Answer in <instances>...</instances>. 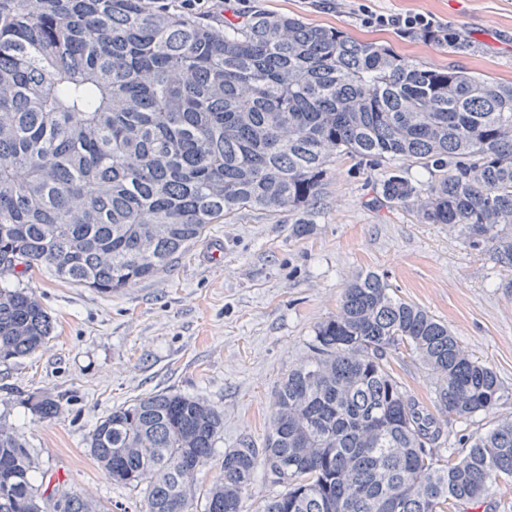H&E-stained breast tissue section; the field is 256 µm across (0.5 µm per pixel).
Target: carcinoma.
<instances>
[{
    "mask_svg": "<svg viewBox=\"0 0 512 512\" xmlns=\"http://www.w3.org/2000/svg\"><path fill=\"white\" fill-rule=\"evenodd\" d=\"M384 172L375 205L495 244L512 270V82L427 66L286 14L217 31L150 0H0V277L37 269L103 295L167 269L208 225L251 209L294 217L336 159ZM428 173L405 176L403 165ZM52 321L29 288L0 289V358L46 347ZM409 347L435 404L468 421L502 398L496 372L448 325L356 275L316 328L309 361L274 393L263 453L224 451L204 512H242L258 470L282 490L261 512H467L512 479V420L438 449L445 430L389 370ZM42 419L59 402L34 404ZM224 415L157 392L89 436L112 481L145 485L144 512H196L197 472ZM27 448L0 426V512H105L41 498Z\"/></svg>",
    "mask_w": 512,
    "mask_h": 512,
    "instance_id": "obj_1",
    "label": "carcinoma"
}]
</instances>
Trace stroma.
Wrapping results in <instances>:
<instances>
[{"instance_id": "stroma-1", "label": "stroma", "mask_w": 512, "mask_h": 512, "mask_svg": "<svg viewBox=\"0 0 512 512\" xmlns=\"http://www.w3.org/2000/svg\"><path fill=\"white\" fill-rule=\"evenodd\" d=\"M364 5L434 14L461 46L452 51L364 26ZM256 10L295 15L427 64L512 81V0H212L206 20L220 28ZM377 190L368 170L345 156L307 211L305 232L287 216L244 210L232 223L210 225L206 239L167 270L111 296L39 272L6 280V287L32 289L53 321L44 350L0 360V425L34 459L39 492L59 489L110 512H143L142 490L107 478L87 440L112 408L168 390L202 398L224 415L214 457L198 474L206 489L225 450L243 443L263 449L277 385L310 355L317 326L335 315L347 282L362 271L386 275L398 297L446 321L468 354L497 373L504 398L444 429L468 435L512 419V273L493 244L473 247L453 225L372 205ZM217 246L220 259L206 262ZM390 364L409 394L432 408V377L418 359L403 352ZM46 395L61 403L48 421L33 410Z\"/></svg>"}]
</instances>
